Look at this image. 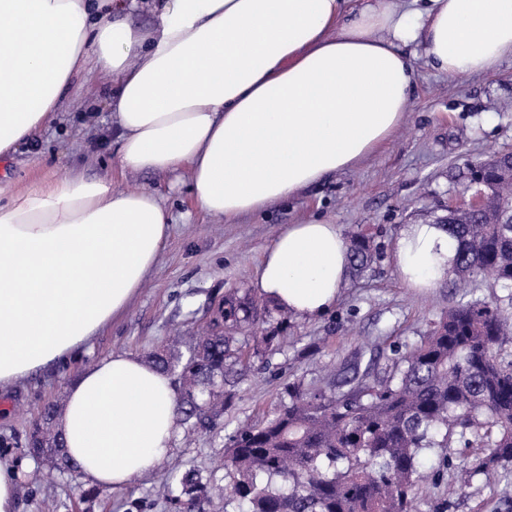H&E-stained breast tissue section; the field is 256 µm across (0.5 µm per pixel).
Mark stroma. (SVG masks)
<instances>
[{"label": "stroma", "mask_w": 512, "mask_h": 512, "mask_svg": "<svg viewBox=\"0 0 512 512\" xmlns=\"http://www.w3.org/2000/svg\"><path fill=\"white\" fill-rule=\"evenodd\" d=\"M418 81L402 127L376 155L353 169L326 176L297 197L235 223L201 220L188 173L179 181L146 172H124L112 155V117L106 91L112 78L77 77L63 91L64 112L0 158V205L32 187L73 170L90 179L110 177L116 190L160 195L173 219L167 247L124 314L96 336L88 352L45 368L0 390V456L17 462L16 512H171L160 490L171 475L195 468L209 477L206 512H232L229 483L219 463L230 436L246 421L275 414L288 387H324L372 368L384 376L391 347L413 345L465 292L446 281L427 290L406 287L394 270L393 249L409 224L444 216L466 182L468 163L512 149V60L491 74L459 79L416 59ZM324 218L344 237L373 236L382 254L359 276H347L333 309L304 319L265 301L263 322L252 332L247 369L233 374L230 399L210 430L192 438L176 434L168 458L155 473L119 490L89 488L83 475L51 474L47 459L32 456L25 439L47 407L61 408L68 384L81 370L115 351L142 358L164 351L188 357L212 302L241 291L257 295L258 261L283 226ZM438 454L423 459L416 512H504V481L479 480L448 497L451 472H439Z\"/></svg>", "instance_id": "obj_1"}]
</instances>
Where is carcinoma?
Returning a JSON list of instances; mask_svg holds the SVG:
<instances>
[{
    "mask_svg": "<svg viewBox=\"0 0 512 512\" xmlns=\"http://www.w3.org/2000/svg\"><path fill=\"white\" fill-rule=\"evenodd\" d=\"M475 169L495 201L512 204V182L499 173L496 155L468 167ZM448 232L458 244L452 274L463 282L488 279L502 295L459 300L419 343L392 349L386 377L373 379L366 370L327 390L290 387L277 415L238 428L224 454L238 512H414L421 455L434 448L482 449L473 457L440 455L439 465L459 475L460 492L480 475L512 477V224L473 218ZM350 251L353 269L362 272L379 247L357 234ZM254 312L253 301L226 297L186 360L153 355L177 373L185 431L210 428L224 409L215 387L250 359L230 331ZM60 448L48 418L28 440L30 454H51L59 468L75 465ZM165 489L181 512L203 509L200 471L176 475Z\"/></svg>",
    "mask_w": 512,
    "mask_h": 512,
    "instance_id": "obj_1",
    "label": "carcinoma"
}]
</instances>
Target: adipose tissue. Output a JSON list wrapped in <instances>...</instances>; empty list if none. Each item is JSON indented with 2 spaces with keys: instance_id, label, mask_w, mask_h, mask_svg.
I'll list each match as a JSON object with an SVG mask.
<instances>
[{
  "instance_id": "obj_1",
  "label": "adipose tissue",
  "mask_w": 512,
  "mask_h": 512,
  "mask_svg": "<svg viewBox=\"0 0 512 512\" xmlns=\"http://www.w3.org/2000/svg\"><path fill=\"white\" fill-rule=\"evenodd\" d=\"M0 0V158L56 118L78 73L112 76L121 169L188 171L199 213L231 224L373 156L402 124L423 58L486 75L512 58V0ZM171 234L150 192L67 174L0 207V388L72 358L142 288ZM456 244L439 224L395 243L400 279L443 283ZM349 245L327 220L286 226L256 286L314 318L339 296ZM180 393L131 352L86 367L58 417L91 485L156 471Z\"/></svg>"
}]
</instances>
